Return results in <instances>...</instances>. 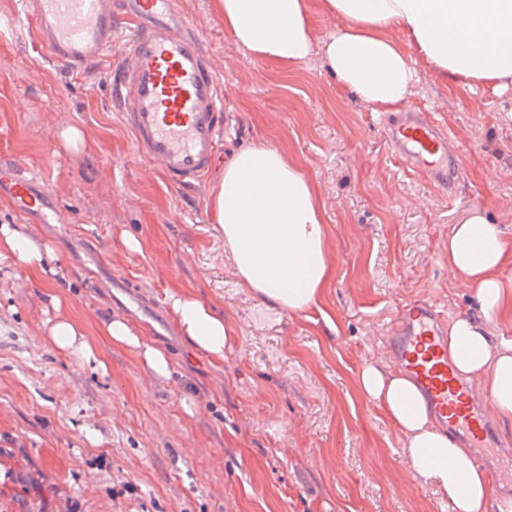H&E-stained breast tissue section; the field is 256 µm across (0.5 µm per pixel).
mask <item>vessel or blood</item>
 Here are the masks:
<instances>
[{"mask_svg": "<svg viewBox=\"0 0 512 512\" xmlns=\"http://www.w3.org/2000/svg\"><path fill=\"white\" fill-rule=\"evenodd\" d=\"M25 4L35 41L72 73L108 51L116 22L125 21L133 35L121 51L113 88L136 156L175 188L193 186L215 165L224 138V81L179 0ZM387 129L395 153L413 172L444 188L464 180V160L451 133L428 113H402ZM0 185L23 213L54 223L57 207L36 177L0 170ZM386 342L441 428L479 455L501 447L481 387L462 380L448 358L447 330L432 304L408 303Z\"/></svg>", "mask_w": 512, "mask_h": 512, "instance_id": "1", "label": "vessel or blood"}]
</instances>
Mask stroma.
Here are the masks:
<instances>
[{
  "label": "stroma",
  "instance_id": "obj_1",
  "mask_svg": "<svg viewBox=\"0 0 512 512\" xmlns=\"http://www.w3.org/2000/svg\"><path fill=\"white\" fill-rule=\"evenodd\" d=\"M181 6L224 79L229 123L222 163L185 190L133 154L112 96L117 52L70 73L35 42L22 0H0V165L37 177L60 211L39 224L0 206V225L26 224L59 271L44 284L0 262V512H451L356 377L369 363L394 369L384 330L406 302L452 320L473 312L445 261L454 224L481 209L512 241V85L445 82L412 56L408 106L434 112L466 161L451 199L392 156L379 109L321 54L255 57L214 0ZM68 125L82 129L83 151L62 144ZM251 145L281 150L320 192L335 275L303 313L239 282L213 221L223 162ZM178 288L232 328L223 363L180 335L166 300ZM52 293L94 359L58 352L41 332ZM111 315L169 355L170 378L98 335Z\"/></svg>",
  "mask_w": 512,
  "mask_h": 512
}]
</instances>
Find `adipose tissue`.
<instances>
[{
  "label": "adipose tissue",
  "instance_id": "adipose-tissue-1",
  "mask_svg": "<svg viewBox=\"0 0 512 512\" xmlns=\"http://www.w3.org/2000/svg\"><path fill=\"white\" fill-rule=\"evenodd\" d=\"M339 23L314 45L306 0H214V9L236 43L254 55L292 63L322 48L330 71L361 101L397 109L412 94L414 71L400 45L386 32L403 31L413 49L444 81L475 87L512 82V0H323ZM235 274L254 296L292 312L316 305L334 277L327 247L325 211L316 185L274 148L250 146L224 165V179L211 201ZM36 277L53 275L51 245L32 238L23 225H0V261ZM512 244L500 226L478 209L448 234V266L471 288L478 318L461 317L448 328V355L459 372L477 380L494 414L512 423V340L492 345L489 328L512 322ZM178 328L193 349L224 360L232 330L188 289L166 295ZM54 319L44 328L55 348L92 356L84 328L52 298ZM118 348L134 350L158 378L171 363L120 316L99 324ZM360 392L381 407L406 439L410 469L447 494L453 512H483L492 482L472 455L438 429L415 385L374 364L357 377Z\"/></svg>",
  "mask_w": 512,
  "mask_h": 512
}]
</instances>
